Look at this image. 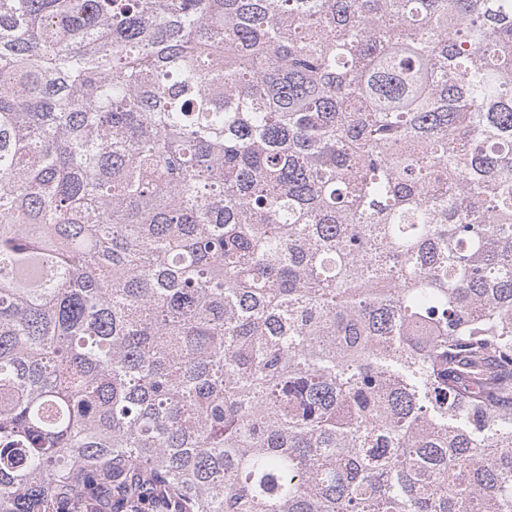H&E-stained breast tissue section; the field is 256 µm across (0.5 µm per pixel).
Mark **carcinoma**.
<instances>
[{
    "mask_svg": "<svg viewBox=\"0 0 512 512\" xmlns=\"http://www.w3.org/2000/svg\"><path fill=\"white\" fill-rule=\"evenodd\" d=\"M512 512V0H0V512ZM135 499L128 503V499H122L117 502L118 506H122L118 512H176L168 496L162 498L156 493L155 487L143 484L135 494ZM131 507V510H127Z\"/></svg>",
    "mask_w": 512,
    "mask_h": 512,
    "instance_id": "obj_1",
    "label": "carcinoma"
}]
</instances>
